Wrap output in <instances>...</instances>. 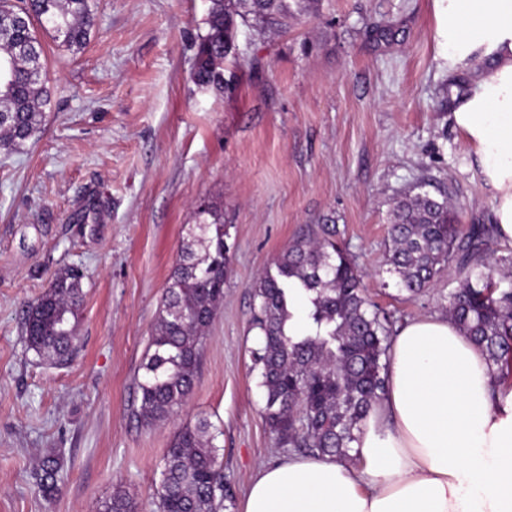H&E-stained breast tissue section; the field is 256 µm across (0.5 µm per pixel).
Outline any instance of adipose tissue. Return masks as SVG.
Listing matches in <instances>:
<instances>
[{"mask_svg": "<svg viewBox=\"0 0 512 512\" xmlns=\"http://www.w3.org/2000/svg\"><path fill=\"white\" fill-rule=\"evenodd\" d=\"M452 112L512 242V0H434ZM354 458L298 457L259 469L243 512H512V386L448 317L398 327L388 387Z\"/></svg>", "mask_w": 512, "mask_h": 512, "instance_id": "adipose-tissue-1", "label": "adipose tissue"}]
</instances>
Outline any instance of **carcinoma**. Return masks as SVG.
I'll list each match as a JSON object with an SVG mask.
<instances>
[{
	"label": "carcinoma",
	"instance_id": "obj_1",
	"mask_svg": "<svg viewBox=\"0 0 512 512\" xmlns=\"http://www.w3.org/2000/svg\"><path fill=\"white\" fill-rule=\"evenodd\" d=\"M296 7H291L290 2ZM208 30L199 38L193 79L224 89V60L238 57L239 27L288 29V20L311 13L319 0H209ZM0 11L24 21L0 29V149L12 150L40 128L48 101L43 45L38 31L73 53L89 40L90 0H3ZM424 180L394 201L390 212L387 272L399 290L418 297L455 266L459 286L445 311L464 336L497 367L512 374V289L499 288L500 267H512V252L495 257L496 228L473 224L458 237L448 195L426 190ZM228 225L221 207L204 203L179 249V260L158 309L135 377L132 417L155 425L166 421L191 394L205 332L224 300L229 272ZM327 226L296 240L253 283L258 300L255 353L265 390L264 417L279 442L309 456L351 459L368 413L385 391L393 320L365 293L363 275L333 240ZM82 273L60 269L50 287L26 310L28 346L44 361L62 363L77 340L83 303ZM206 419L177 432L167 450L156 488L157 512H220L232 501ZM34 479L51 497L61 479L58 454L39 459ZM101 512H137L117 488Z\"/></svg>",
	"mask_w": 512,
	"mask_h": 512
}]
</instances>
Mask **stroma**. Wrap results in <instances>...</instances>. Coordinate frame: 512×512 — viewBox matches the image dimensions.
I'll return each instance as SVG.
<instances>
[{"instance_id":"1","label":"stroma","mask_w":512,"mask_h":512,"mask_svg":"<svg viewBox=\"0 0 512 512\" xmlns=\"http://www.w3.org/2000/svg\"><path fill=\"white\" fill-rule=\"evenodd\" d=\"M207 0H93L86 47L43 36L49 102L41 130L0 149V512H98L122 489L152 512L173 436L207 419L240 512L250 476L294 454L265 423L252 327L259 273L319 224L399 321L442 313L446 269L407 299L386 271L394 199L419 180L447 190L461 227L493 201L452 123L466 92L449 79L433 0H320L288 31L240 27L232 88L192 71ZM224 209L230 272L193 391L162 425L128 414L179 247L200 203ZM75 266L84 300L72 358L30 350L28 302ZM62 455L52 498L36 461Z\"/></svg>"}]
</instances>
